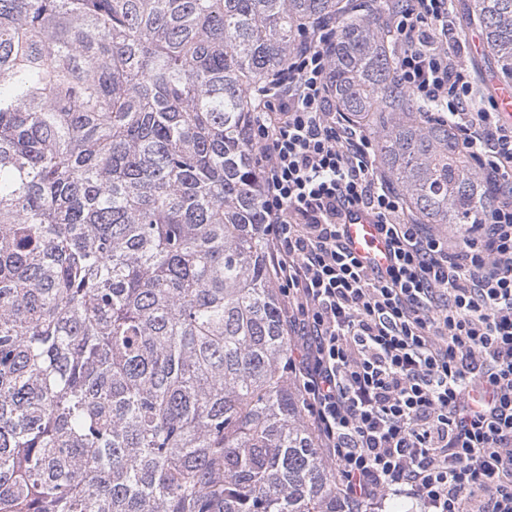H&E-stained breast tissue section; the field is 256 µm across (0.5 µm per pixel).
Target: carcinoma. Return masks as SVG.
I'll use <instances>...</instances> for the list:
<instances>
[{"label":"carcinoma","mask_w":512,"mask_h":512,"mask_svg":"<svg viewBox=\"0 0 512 512\" xmlns=\"http://www.w3.org/2000/svg\"><path fill=\"white\" fill-rule=\"evenodd\" d=\"M382 2L0 0V512H363L304 420L249 146L336 20V111L418 224L497 199L398 87ZM512 80V0H471Z\"/></svg>","instance_id":"cac0c4a2"}]
</instances>
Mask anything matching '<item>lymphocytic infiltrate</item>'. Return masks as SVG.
Masks as SVG:
<instances>
[{"instance_id":"lymphocytic-infiltrate-1","label":"lymphocytic infiltrate","mask_w":512,"mask_h":512,"mask_svg":"<svg viewBox=\"0 0 512 512\" xmlns=\"http://www.w3.org/2000/svg\"><path fill=\"white\" fill-rule=\"evenodd\" d=\"M383 25L398 83L448 124L500 200L462 242L410 221L377 174L371 133L332 108L333 28L305 34L258 87L250 126L288 369L346 499L512 512V126L475 100L452 0H405ZM352 208L384 234L386 270L345 243Z\"/></svg>"}]
</instances>
